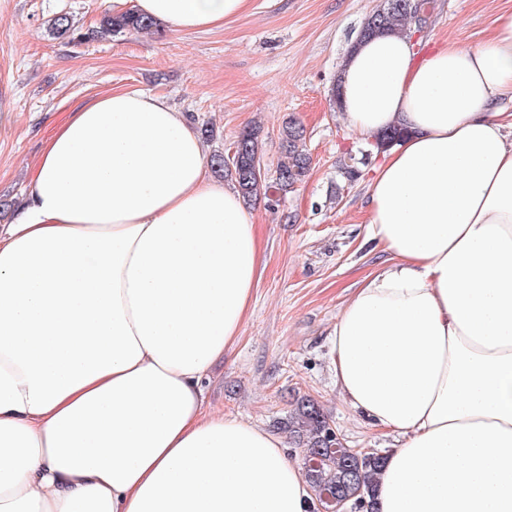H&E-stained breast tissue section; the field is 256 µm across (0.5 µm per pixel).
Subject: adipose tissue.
<instances>
[{
	"label": "adipose tissue",
	"mask_w": 512,
	"mask_h": 512,
	"mask_svg": "<svg viewBox=\"0 0 512 512\" xmlns=\"http://www.w3.org/2000/svg\"><path fill=\"white\" fill-rule=\"evenodd\" d=\"M247 0H134L207 30ZM415 33L350 48L341 111L393 126L366 237L389 263L332 328L344 399L395 435L376 512H512V11L480 47ZM258 226L161 95L78 107L0 228V512H309L278 434L209 411L239 339Z\"/></svg>",
	"instance_id": "obj_1"
}]
</instances>
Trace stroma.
<instances>
[{"label": "stroma", "instance_id": "stroma-1", "mask_svg": "<svg viewBox=\"0 0 512 512\" xmlns=\"http://www.w3.org/2000/svg\"><path fill=\"white\" fill-rule=\"evenodd\" d=\"M382 0H249L224 25L203 31L87 34L133 0H0V225L26 193L25 175L56 124L113 90L166 97L213 137L206 153L230 152L238 132L261 131L267 173L280 157L288 118L306 130L311 167L292 192L263 187L251 203L264 269L235 346L203 386L211 408L281 433L297 399L314 398L345 447L383 451L378 433L341 396L328 334L342 304L389 255L365 238L372 146L329 102L349 46ZM420 32L427 45L481 46L512 0H438ZM67 16L73 32L55 37ZM358 171L349 178L345 163Z\"/></svg>", "mask_w": 512, "mask_h": 512}]
</instances>
